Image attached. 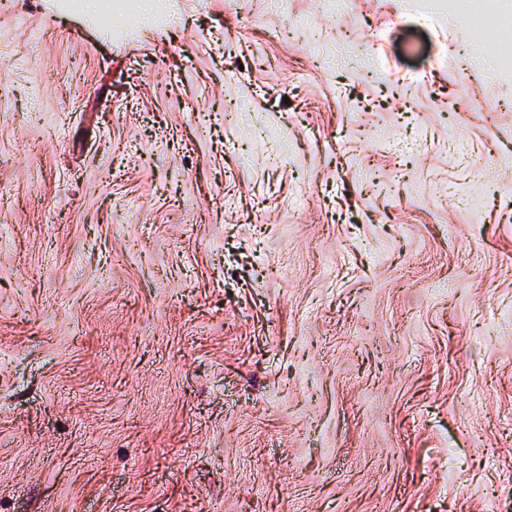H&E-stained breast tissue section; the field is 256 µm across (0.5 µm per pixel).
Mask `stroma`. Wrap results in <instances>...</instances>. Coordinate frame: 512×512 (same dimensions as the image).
<instances>
[{"label":"stroma","instance_id":"35a3bbf8","mask_svg":"<svg viewBox=\"0 0 512 512\" xmlns=\"http://www.w3.org/2000/svg\"><path fill=\"white\" fill-rule=\"evenodd\" d=\"M0 7V512H512V72L448 0Z\"/></svg>","mask_w":512,"mask_h":512}]
</instances>
